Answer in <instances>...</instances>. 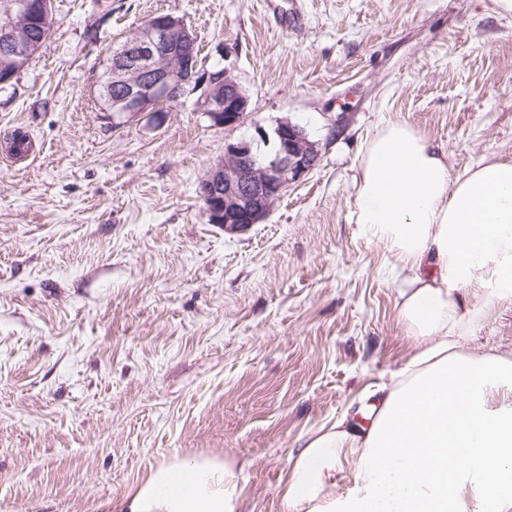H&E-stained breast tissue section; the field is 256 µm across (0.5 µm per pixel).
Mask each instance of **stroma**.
Returning a JSON list of instances; mask_svg holds the SVG:
<instances>
[{"label": "stroma", "mask_w": 512, "mask_h": 512, "mask_svg": "<svg viewBox=\"0 0 512 512\" xmlns=\"http://www.w3.org/2000/svg\"><path fill=\"white\" fill-rule=\"evenodd\" d=\"M49 38L0 88V512H122L177 458L236 461L242 512H283L288 457L413 349L395 253L352 219L376 128L403 120L460 173L512 159V15L496 0H52ZM183 18L249 99L113 124L116 39ZM287 118L316 168L265 221L208 223L199 179L230 138ZM32 150L12 156L15 133ZM464 349L512 354V288Z\"/></svg>", "instance_id": "35a3bbf8"}]
</instances>
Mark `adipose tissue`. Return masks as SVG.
Listing matches in <instances>:
<instances>
[{"mask_svg": "<svg viewBox=\"0 0 512 512\" xmlns=\"http://www.w3.org/2000/svg\"><path fill=\"white\" fill-rule=\"evenodd\" d=\"M353 218L409 269L398 317L415 346L362 422L304 436L280 488L284 512H512V357L463 350L478 288H512V161L454 173L427 134L401 120L365 143ZM229 460L157 466L124 512H241Z\"/></svg>", "mask_w": 512, "mask_h": 512, "instance_id": "1", "label": "adipose tissue"}]
</instances>
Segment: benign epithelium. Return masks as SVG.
<instances>
[{"label":"benign epithelium","instance_id":"benign-epithelium-1","mask_svg":"<svg viewBox=\"0 0 512 512\" xmlns=\"http://www.w3.org/2000/svg\"><path fill=\"white\" fill-rule=\"evenodd\" d=\"M29 17L27 0H12L0 16V44L15 59H24L32 51L26 33ZM194 45L183 19L169 13L152 16L115 42L114 66L102 84L112 96V118L152 124L161 103L177 104L198 91L195 106L210 126L232 131L244 124L248 96L227 70L224 83H214L194 55ZM254 129V138L224 142V157L198 186L207 221L230 234L262 223L286 189L303 181L319 160L318 144L288 119L269 132L260 125ZM263 142L274 143V148L261 158L254 147Z\"/></svg>","mask_w":512,"mask_h":512}]
</instances>
